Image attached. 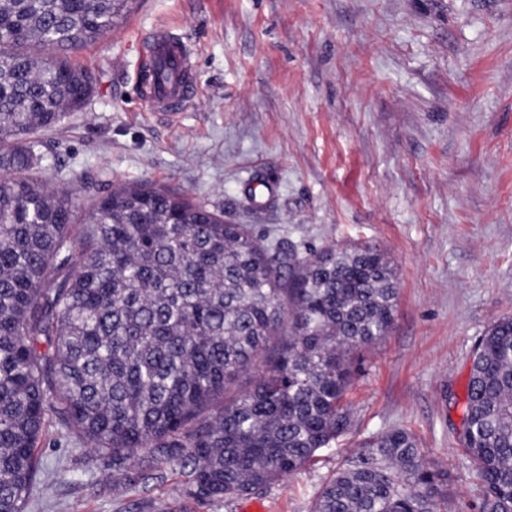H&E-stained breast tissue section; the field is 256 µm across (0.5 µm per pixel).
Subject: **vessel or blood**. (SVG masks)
Masks as SVG:
<instances>
[{
    "label": "vessel or blood",
    "mask_w": 512,
    "mask_h": 512,
    "mask_svg": "<svg viewBox=\"0 0 512 512\" xmlns=\"http://www.w3.org/2000/svg\"><path fill=\"white\" fill-rule=\"evenodd\" d=\"M142 50L167 70L181 75L182 80L178 84L163 83L142 90L143 96L156 111L172 117L178 115L188 106L195 93L191 78L192 53L188 43L181 37L160 33L144 43Z\"/></svg>",
    "instance_id": "b4317fda"
}]
</instances>
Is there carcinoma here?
Here are the masks:
<instances>
[{
    "mask_svg": "<svg viewBox=\"0 0 512 512\" xmlns=\"http://www.w3.org/2000/svg\"><path fill=\"white\" fill-rule=\"evenodd\" d=\"M128 3L0 0V512H25L53 421L112 455L124 491L177 466L199 503L258 494L349 429L355 353L394 323L379 249L302 258L168 186L123 185L84 212L49 187L42 135L94 93L69 53ZM462 419L480 512H512V317L475 342ZM446 479L393 427L312 512H447Z\"/></svg>",
    "mask_w": 512,
    "mask_h": 512,
    "instance_id": "cac0c4a2",
    "label": "carcinoma"
}]
</instances>
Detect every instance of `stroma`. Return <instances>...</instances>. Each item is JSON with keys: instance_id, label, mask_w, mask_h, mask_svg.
Here are the masks:
<instances>
[{"instance_id": "obj_1", "label": "stroma", "mask_w": 512, "mask_h": 512, "mask_svg": "<svg viewBox=\"0 0 512 512\" xmlns=\"http://www.w3.org/2000/svg\"><path fill=\"white\" fill-rule=\"evenodd\" d=\"M165 29L193 52L198 98L155 114L138 39ZM71 59L92 72L86 108L47 136L43 165L88 206L120 184L176 188L298 255L385 251L398 277L388 336L363 349L349 430L259 495L311 512L361 441L411 430L448 475L447 512H476L463 456L473 345L512 316V0H131ZM26 512H242L197 504L178 468L127 492L112 458L51 425Z\"/></svg>"}]
</instances>
